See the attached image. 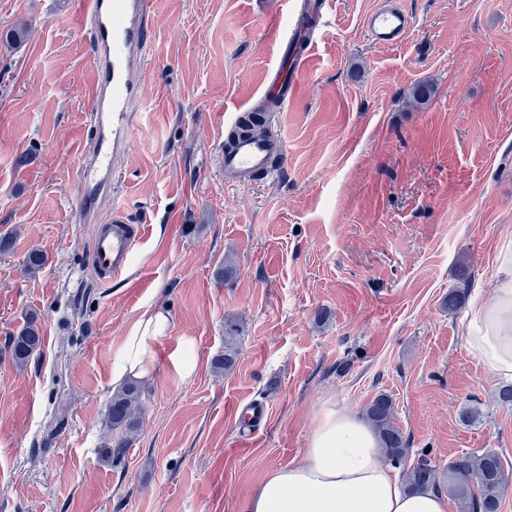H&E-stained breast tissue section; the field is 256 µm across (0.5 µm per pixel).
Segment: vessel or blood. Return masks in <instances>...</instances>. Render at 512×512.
Masks as SVG:
<instances>
[{"instance_id":"obj_1","label":"vessel or blood","mask_w":512,"mask_h":512,"mask_svg":"<svg viewBox=\"0 0 512 512\" xmlns=\"http://www.w3.org/2000/svg\"><path fill=\"white\" fill-rule=\"evenodd\" d=\"M152 0H86L84 22L94 47L97 80L90 109L92 145L84 158L81 198L91 205L107 181L118 171L117 156L126 145L131 112L139 100L136 76L146 62V18ZM332 0H304L303 9L276 38V63L262 81L260 97L273 111H283L297 95L301 74L314 47V27ZM411 26L402 0H379L365 19L372 40L396 44ZM287 146L279 134L263 138L241 137L224 147L219 156L224 178L248 184L255 175L271 173ZM141 225L132 223L125 208H113L100 225L93 247V263L104 281L121 277L131 266Z\"/></svg>"}]
</instances>
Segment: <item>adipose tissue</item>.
<instances>
[{
	"label": "adipose tissue",
	"instance_id": "1",
	"mask_svg": "<svg viewBox=\"0 0 512 512\" xmlns=\"http://www.w3.org/2000/svg\"><path fill=\"white\" fill-rule=\"evenodd\" d=\"M171 319L145 311L122 345L124 374L146 378L155 348ZM470 352L491 372L512 379V241L497 255L489 292L475 298L464 326ZM245 512H448L434 492L404 491L372 428L356 414L325 409L299 458L269 470L245 503Z\"/></svg>",
	"mask_w": 512,
	"mask_h": 512
}]
</instances>
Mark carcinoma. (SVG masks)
Returning a JSON list of instances; mask_svg holds the SVG:
<instances>
[{
	"label": "carcinoma",
	"mask_w": 512,
	"mask_h": 512,
	"mask_svg": "<svg viewBox=\"0 0 512 512\" xmlns=\"http://www.w3.org/2000/svg\"><path fill=\"white\" fill-rule=\"evenodd\" d=\"M240 326L229 320L224 325V357L216 361L220 368L230 369L235 365L238 350L235 340ZM42 341L40 329L34 316L12 337L9 353L17 366L25 365L39 349ZM140 388L130 383L112 395L108 418L112 430L119 437L110 452L114 456L123 454L130 437L137 429L140 413ZM365 417L376 433L383 453L396 465L406 461L409 453L408 441L395 422V404L386 393L378 394L366 407ZM509 479L505 475L500 455L493 450L466 452L448 463L441 472L426 461H420L406 471V487L410 492L426 490H448L455 501L457 512H500L502 497Z\"/></svg>",
	"instance_id": "1"
}]
</instances>
